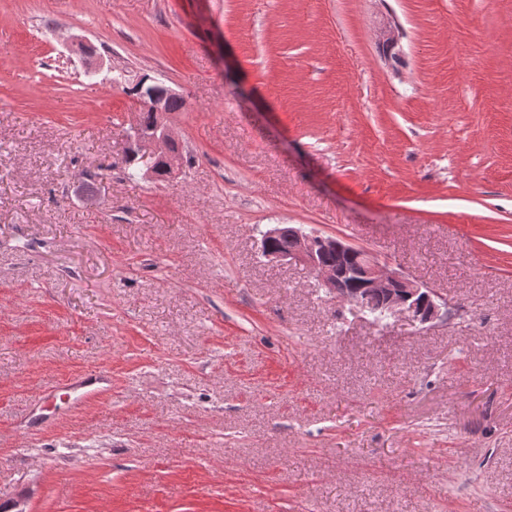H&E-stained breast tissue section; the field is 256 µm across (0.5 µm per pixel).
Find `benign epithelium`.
I'll return each instance as SVG.
<instances>
[{
	"label": "benign epithelium",
	"mask_w": 512,
	"mask_h": 512,
	"mask_svg": "<svg viewBox=\"0 0 512 512\" xmlns=\"http://www.w3.org/2000/svg\"><path fill=\"white\" fill-rule=\"evenodd\" d=\"M377 37L384 44L398 43L399 26L396 21L391 17L383 19L377 26ZM152 111L155 117L153 130L143 135L136 122L128 139L139 145V163L146 177H156V164L160 161L173 176L181 169L182 159L172 150L176 137L168 121L165 99L153 98ZM292 231L297 242L292 252L283 254L264 249L263 256L271 262L295 263L305 267L322 287L336 295V300L361 309L372 300L378 301L388 311L389 317L408 318L423 328L448 319L447 297L414 277L389 268L372 252L336 238L308 234L296 227ZM333 247L338 252L357 256V265L322 263L319 257Z\"/></svg>",
	"instance_id": "benign-epithelium-1"
}]
</instances>
